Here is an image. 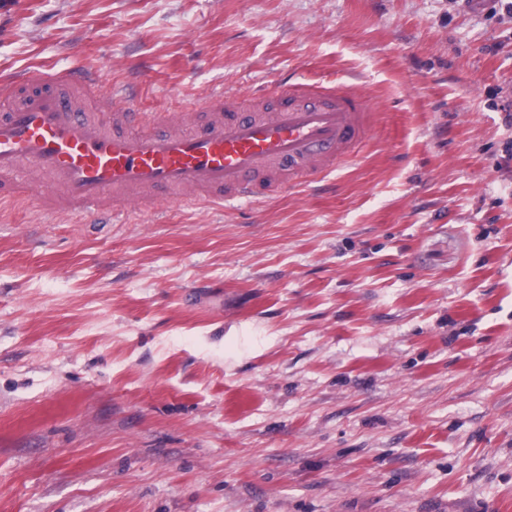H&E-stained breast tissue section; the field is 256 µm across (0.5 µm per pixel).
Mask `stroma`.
I'll use <instances>...</instances> for the list:
<instances>
[{"instance_id":"35a3bbf8","label":"stroma","mask_w":512,"mask_h":512,"mask_svg":"<svg viewBox=\"0 0 512 512\" xmlns=\"http://www.w3.org/2000/svg\"><path fill=\"white\" fill-rule=\"evenodd\" d=\"M376 105L321 182L0 202V512H512V0H0V83Z\"/></svg>"}]
</instances>
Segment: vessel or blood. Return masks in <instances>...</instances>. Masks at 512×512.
<instances>
[{
  "mask_svg": "<svg viewBox=\"0 0 512 512\" xmlns=\"http://www.w3.org/2000/svg\"><path fill=\"white\" fill-rule=\"evenodd\" d=\"M81 67L0 86V201L22 167L30 196L52 212L85 215L144 201H212L231 209L308 184L355 155L373 132L375 105L339 85L275 88L250 103L213 96L174 112H141L101 95Z\"/></svg>",
  "mask_w": 512,
  "mask_h": 512,
  "instance_id": "1",
  "label": "vessel or blood"
}]
</instances>
